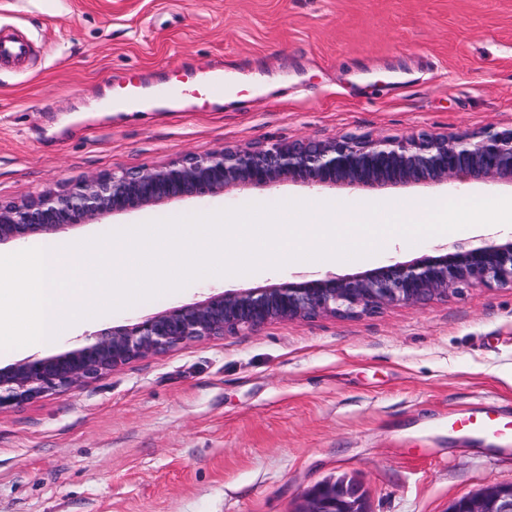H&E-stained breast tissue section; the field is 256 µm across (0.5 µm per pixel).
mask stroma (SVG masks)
<instances>
[{"instance_id":"obj_1","label":"stroma","mask_w":512,"mask_h":512,"mask_svg":"<svg viewBox=\"0 0 512 512\" xmlns=\"http://www.w3.org/2000/svg\"><path fill=\"white\" fill-rule=\"evenodd\" d=\"M0 30L31 46L0 66L2 200L224 145L512 126V0H0ZM447 197L443 184L285 182L103 223ZM446 244L266 267L224 287L346 276ZM215 290L198 279L96 326ZM489 402L512 407V288L271 323L0 411V512H292L340 476L364 486L368 512H446L512 483V458L448 431L449 412Z\"/></svg>"}]
</instances>
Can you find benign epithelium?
Wrapping results in <instances>:
<instances>
[{"mask_svg":"<svg viewBox=\"0 0 512 512\" xmlns=\"http://www.w3.org/2000/svg\"><path fill=\"white\" fill-rule=\"evenodd\" d=\"M445 184L453 193L473 182L512 185V127H487L452 137L433 133L333 139L274 140L221 146L145 168L92 173L60 190L0 200V246L88 225L117 212L162 202L203 199L233 189L282 182L320 189L416 182ZM512 288V237L486 239L446 254L348 276L283 282L213 293L140 321L86 335L62 353L31 356L0 368V410L48 393L77 388L130 362L192 342L273 322L317 316L357 318L389 306L444 300L462 286ZM357 483L323 481L301 496L293 512H353L363 500ZM448 512H512V484H492L453 501Z\"/></svg>","mask_w":512,"mask_h":512,"instance_id":"7a95c632","label":"benign epithelium"}]
</instances>
